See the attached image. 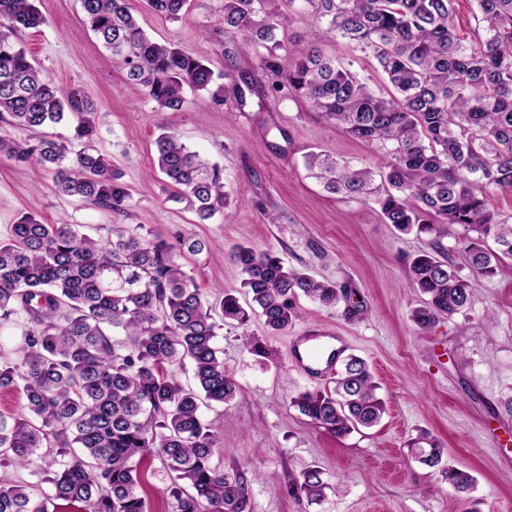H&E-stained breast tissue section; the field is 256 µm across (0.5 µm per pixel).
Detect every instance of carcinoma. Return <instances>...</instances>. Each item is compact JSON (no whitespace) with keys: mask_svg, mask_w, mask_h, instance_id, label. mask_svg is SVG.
Masks as SVG:
<instances>
[{"mask_svg":"<svg viewBox=\"0 0 512 512\" xmlns=\"http://www.w3.org/2000/svg\"><path fill=\"white\" fill-rule=\"evenodd\" d=\"M36 0H0V117L37 131L65 122L81 148L42 136L35 141L0 140V153L34 161L53 173L58 193L113 213L104 240L82 224H43L31 215L0 240V319L26 312L31 326L18 355L0 364V389L18 390L24 412L0 414V512H148L141 496L142 466L157 457L169 484V512H250L244 478L213 463L217 435L201 410L226 404L237 385L224 369L216 344L213 305L180 263L207 243L182 237L169 242L122 224L129 193L121 172L95 146V104L42 73L16 41L17 31L46 23ZM271 16L261 0H222V23L234 51L263 48L259 80L234 86L268 95L288 88L351 136L385 154L375 173L322 152L305 155L307 170L332 194L372 201L382 223L401 233L433 237L432 251L408 264L412 285L425 296L413 312L422 328L464 311L477 279L495 276L512 259V224L491 208L496 194H512V0H474V39L466 41L454 20L455 0H283ZM173 21L187 0H147ZM86 25L127 66L129 81L145 88L155 111H178L184 90L207 91L224 103V85L204 57L150 38L127 0H81ZM311 13L317 30L305 43L283 36L295 16ZM346 41L376 60L392 87L375 94L357 73L325 56L322 41ZM157 168L170 188L168 199L187 204L205 221L224 210L223 171L202 160L171 131L156 141ZM463 225L472 235L464 250L477 278H461L439 259L440 240ZM493 238L496 248L486 245ZM232 260L244 307L233 294L219 302L226 323L245 325L250 313L275 332L292 325L298 299L324 305L348 302L343 286L317 281L284 266L270 251L238 246ZM129 339L124 345L118 335ZM190 361L197 387H185L172 368ZM367 362L346 359L329 391H305L292 405L341 437L372 427L385 412ZM44 448L61 457L57 469L33 492L9 469L32 463ZM419 462L436 468L443 450L436 442L418 448ZM448 485L467 492L468 472L444 468ZM322 472L306 469L292 489L311 500L324 496Z\"/></svg>","mask_w":512,"mask_h":512,"instance_id":"1","label":"carcinoma"}]
</instances>
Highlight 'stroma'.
<instances>
[{
    "label": "stroma",
    "instance_id": "1",
    "mask_svg": "<svg viewBox=\"0 0 512 512\" xmlns=\"http://www.w3.org/2000/svg\"><path fill=\"white\" fill-rule=\"evenodd\" d=\"M220 4L189 0L182 20L173 22L147 0H129L152 38L230 73L223 104L189 90L176 112L154 111L143 89L126 80L123 61L86 27L80 0H39L45 24L20 35L46 76L94 102L96 146L122 171L130 193L127 226L208 242L207 251L184 255L181 263L209 302L241 295L242 275L231 258L240 245L272 251L286 266L352 294L350 304L334 307L299 298L298 319L279 335L259 317L244 328L221 325L217 344L237 391L228 404L203 410L218 437L215 464L244 477L250 512H512V264L483 280L464 312L420 329L412 313L422 296L407 267L415 253L430 250V237L397 232L373 203L326 193L304 166L314 149L374 169L384 165L381 154L300 99L251 95L238 106L231 88L256 73L259 54L225 62ZM324 50L387 96L373 59L342 40L326 41ZM166 127L223 169L230 201L222 214L202 222L168 200L156 167V140ZM25 214L45 224H81L102 239L115 221L106 209L56 193L34 164L2 153L0 239ZM309 331L345 337L349 354L368 363L386 406L376 426L339 437L292 406L302 392L333 387L331 379H309L289 356L293 339ZM250 338L269 357L252 353ZM422 435L444 446L445 465L473 476L467 498L411 456L410 440ZM310 467L328 485L319 502L292 490Z\"/></svg>",
    "mask_w": 512,
    "mask_h": 512
}]
</instances>
